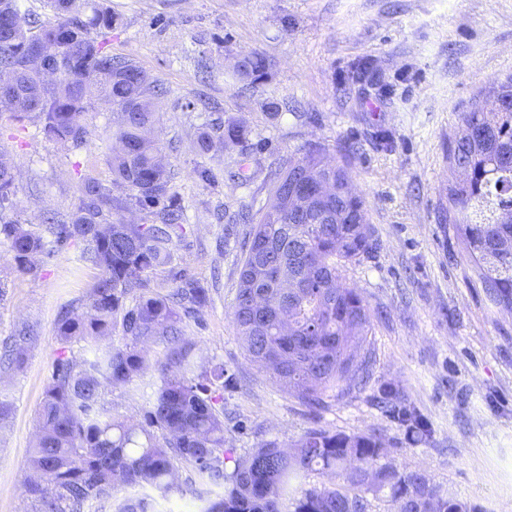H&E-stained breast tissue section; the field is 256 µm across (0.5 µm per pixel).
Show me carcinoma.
I'll return each mask as SVG.
<instances>
[{"label":"carcinoma","instance_id":"1","mask_svg":"<svg viewBox=\"0 0 512 512\" xmlns=\"http://www.w3.org/2000/svg\"><path fill=\"white\" fill-rule=\"evenodd\" d=\"M52 18L32 19L19 0H0V111L16 127L41 125L47 138L71 150L88 145L89 101L112 108L106 162L112 181L86 174L70 221L26 224L14 211L16 167L0 150V244L13 268L29 273L61 251L80 246L81 260L98 270L84 310L63 312L56 323L61 347L37 410L38 432L26 463L25 489L32 512H84L128 487L150 494L124 501L117 512H154L155 496L172 492L202 502L199 512H367L365 494L383 493L393 512H471V507L426 473L382 462L379 438L325 429L307 431L293 451L269 441L244 455L226 447L224 363L202 360L183 339L184 318L208 301V289L175 264L176 242L186 234L177 222L175 172L160 138L156 86L130 59L114 57L95 35L112 31L116 18L98 3L49 0ZM266 70L259 54H244L235 72L252 83ZM499 110L477 106L461 116L448 148L453 183L448 211L489 300L512 312V75L478 92ZM240 130L209 122L197 136L200 152L224 147ZM307 170L338 184V204L324 216L273 208L250 216L251 239L242 253L232 322L248 355L288 392L310 405L343 397L369 377L371 314L361 295L345 285L347 265L372 250L364 200L347 171L309 147L288 157L270 177V190L290 189ZM136 210L142 223L129 224ZM119 340L112 341L113 337ZM95 342L92 354L73 345ZM37 336L27 324L4 342L0 371L21 370ZM162 342L167 354L149 365L147 346ZM159 383L143 418L112 412L105 390L130 386L148 371ZM386 412L407 437L430 435L424 418L401 401ZM195 479L180 482L179 470ZM352 470L350 488L298 491L300 475L336 477Z\"/></svg>","mask_w":512,"mask_h":512}]
</instances>
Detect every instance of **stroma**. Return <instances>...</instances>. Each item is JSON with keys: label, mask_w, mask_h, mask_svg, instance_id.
Returning <instances> with one entry per match:
<instances>
[{"label": "stroma", "mask_w": 512, "mask_h": 512, "mask_svg": "<svg viewBox=\"0 0 512 512\" xmlns=\"http://www.w3.org/2000/svg\"><path fill=\"white\" fill-rule=\"evenodd\" d=\"M100 2L119 18L108 51L133 59L159 88L161 139L187 229L176 254L209 290L186 334L230 380V447L289 445L315 428L373 434L386 463L424 471L477 512H512V314L490 303L448 219V143L477 91L512 73V0ZM250 53L267 60L253 83L234 73L236 58ZM208 112L247 129L216 159L195 145ZM111 117L93 104L88 147L67 151L33 124L6 137L13 123L0 112L22 221L38 224L49 212L69 221L81 176L111 180ZM312 145L347 168L374 242L345 271L372 315L371 380L316 408L250 360L231 319L251 231L236 216L265 206L271 173ZM242 153L253 172L243 185L228 176ZM200 165L212 169V183L198 179ZM96 275L75 246L19 274L0 245V340L24 323L38 336L25 368L0 378V396L14 406L0 427V512H31L27 452L60 348L56 321L63 307L82 305ZM391 390L429 422L427 441L408 443L376 405Z\"/></svg>", "instance_id": "stroma-1"}]
</instances>
